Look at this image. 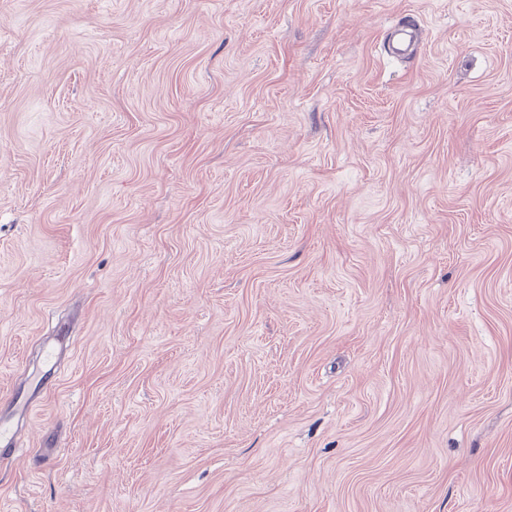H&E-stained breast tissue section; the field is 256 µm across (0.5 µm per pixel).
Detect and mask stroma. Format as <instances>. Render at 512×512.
<instances>
[{
	"label": "stroma",
	"instance_id": "stroma-1",
	"mask_svg": "<svg viewBox=\"0 0 512 512\" xmlns=\"http://www.w3.org/2000/svg\"><path fill=\"white\" fill-rule=\"evenodd\" d=\"M17 389L0 512H512V0H0Z\"/></svg>",
	"mask_w": 512,
	"mask_h": 512
}]
</instances>
